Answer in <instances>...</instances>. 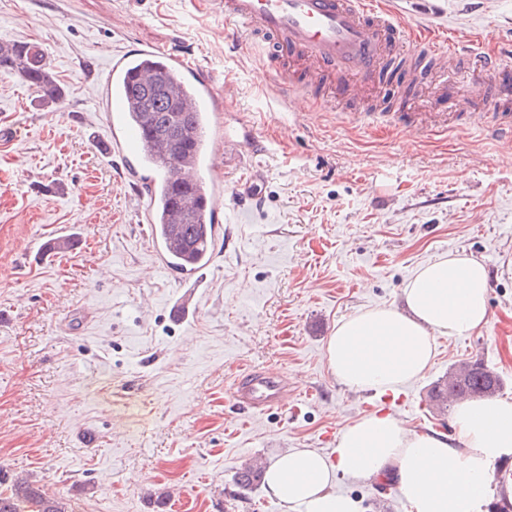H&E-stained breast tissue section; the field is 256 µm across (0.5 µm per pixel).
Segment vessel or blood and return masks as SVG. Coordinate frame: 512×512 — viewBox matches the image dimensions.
Segmentation results:
<instances>
[{
    "instance_id": "b4317fda",
    "label": "vessel or blood",
    "mask_w": 512,
    "mask_h": 512,
    "mask_svg": "<svg viewBox=\"0 0 512 512\" xmlns=\"http://www.w3.org/2000/svg\"><path fill=\"white\" fill-rule=\"evenodd\" d=\"M220 7L225 18L236 23V33L243 36L244 46H252L259 38L268 42L277 56L306 63L315 72L336 71L338 81L332 90L336 100L363 94L381 58L391 54H407L415 64L428 60L444 72L471 69L474 82L467 88V96L494 93L500 110L493 131L512 137V64L507 61L511 48L500 46L476 53L468 36L455 39L426 25L407 32L383 0H220ZM158 55L165 56L171 67L185 64L177 52L146 43L133 54L114 53L110 72L125 79L149 77L154 70L151 59ZM195 80L214 111L227 110V100L210 76L200 71ZM128 109V98L110 97L109 145L120 152L139 155L146 143L141 127L128 123ZM211 184V189L195 199L204 212L230 190L226 180L217 175L212 176ZM291 391L285 372L258 367L235 378L231 395L239 409L254 413L283 407Z\"/></svg>"
}]
</instances>
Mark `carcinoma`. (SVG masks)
Here are the masks:
<instances>
[{
	"mask_svg": "<svg viewBox=\"0 0 512 512\" xmlns=\"http://www.w3.org/2000/svg\"><path fill=\"white\" fill-rule=\"evenodd\" d=\"M0 72L19 77L34 88L47 105L63 99V87L46 65L34 66L28 61L25 45L0 42ZM178 81L176 74L160 66L148 79L123 87V93L131 101L129 120L140 123L144 130L147 152L142 163L160 173L156 185L159 201L173 216L172 222L166 225L160 220L154 222L155 239L162 242L166 231L177 252L191 256L201 245L209 250L214 245L207 232L205 217L188 203L191 192L198 190L197 183L179 177L181 163L190 148L189 129L195 125L206 129L208 107L203 106L195 112L185 110ZM452 379L456 385L454 400H448L446 381L437 383L430 392V399L443 412L450 405L491 397L502 386L498 374L476 363L465 364ZM261 479L262 472L246 466L239 472L237 484L250 489ZM0 512H68V507L62 498L48 494L27 479L9 480L0 468Z\"/></svg>",
	"mask_w": 512,
	"mask_h": 512,
	"instance_id": "cac0c4a2",
	"label": "carcinoma"
}]
</instances>
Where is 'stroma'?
I'll return each mask as SVG.
<instances>
[{
	"label": "stroma",
	"instance_id": "stroma-1",
	"mask_svg": "<svg viewBox=\"0 0 512 512\" xmlns=\"http://www.w3.org/2000/svg\"><path fill=\"white\" fill-rule=\"evenodd\" d=\"M385 2L410 29L512 42V0ZM234 28L216 0H0V41L41 44L65 92L47 107L0 73V467L73 512H283L238 472L290 448L332 453L337 421L381 408L337 383L327 339L359 310L401 305L415 269L448 252L485 264L490 319L439 339L433 366L400 390L406 419L451 432L427 394L463 362L500 375L512 398V142L487 130L494 96L450 115V92L473 75L430 68L316 107L285 95L299 65L225 47ZM145 42L231 89L232 144L215 164L235 192L198 288L156 266L130 158L98 148L109 60ZM426 112L447 117L446 135L421 127ZM64 230L80 248L27 257ZM253 367L287 371L285 406L232 403L234 376ZM337 487L364 512H406L392 486Z\"/></svg>",
	"mask_w": 512,
	"mask_h": 512
}]
</instances>
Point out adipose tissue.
Segmentation results:
<instances>
[{
  "instance_id": "adipose-tissue-1",
  "label": "adipose tissue",
  "mask_w": 512,
  "mask_h": 512,
  "mask_svg": "<svg viewBox=\"0 0 512 512\" xmlns=\"http://www.w3.org/2000/svg\"><path fill=\"white\" fill-rule=\"evenodd\" d=\"M484 264L464 252L421 265L402 290L403 307L380 305L339 321L326 345L332 374L349 391L384 395L422 377L437 340L488 323ZM453 432L405 428L391 413L340 424L332 454L292 448L271 460L267 494L285 512H363L336 484L378 478L393 484L408 512H487L493 470L512 457V398L456 406Z\"/></svg>"
}]
</instances>
